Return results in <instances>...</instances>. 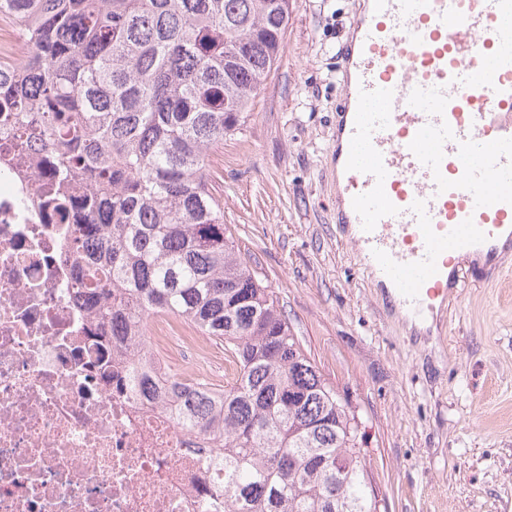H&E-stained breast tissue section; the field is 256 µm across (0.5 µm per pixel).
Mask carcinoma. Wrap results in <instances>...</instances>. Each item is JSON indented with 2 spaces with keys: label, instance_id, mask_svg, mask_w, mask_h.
Returning a JSON list of instances; mask_svg holds the SVG:
<instances>
[{
  "label": "carcinoma",
  "instance_id": "carcinoma-1",
  "mask_svg": "<svg viewBox=\"0 0 512 512\" xmlns=\"http://www.w3.org/2000/svg\"><path fill=\"white\" fill-rule=\"evenodd\" d=\"M289 0H0L28 34L0 58V139L43 146V207L76 224L78 291L109 325L115 390L205 436L232 512H378L359 415L307 356L248 266L209 189L208 152L234 132L277 63ZM97 239L96 250L83 243ZM173 315L224 343V388L166 396L146 321Z\"/></svg>",
  "mask_w": 512,
  "mask_h": 512
}]
</instances>
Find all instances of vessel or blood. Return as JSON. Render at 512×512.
Segmentation results:
<instances>
[{
    "mask_svg": "<svg viewBox=\"0 0 512 512\" xmlns=\"http://www.w3.org/2000/svg\"><path fill=\"white\" fill-rule=\"evenodd\" d=\"M344 57L340 220L421 313L512 232V0H372Z\"/></svg>",
    "mask_w": 512,
    "mask_h": 512,
    "instance_id": "vessel-or-blood-1",
    "label": "vessel or blood"
}]
</instances>
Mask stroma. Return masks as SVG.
<instances>
[{
  "mask_svg": "<svg viewBox=\"0 0 512 512\" xmlns=\"http://www.w3.org/2000/svg\"><path fill=\"white\" fill-rule=\"evenodd\" d=\"M364 0H290L280 59L210 155V190L296 336L368 437L380 512H512V250L462 261L406 320L337 223L341 48Z\"/></svg>",
  "mask_w": 512,
  "mask_h": 512,
  "instance_id": "stroma-1",
  "label": "stroma"
}]
</instances>
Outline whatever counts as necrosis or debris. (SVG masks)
Listing matches in <instances>:
<instances>
[{
	"mask_svg": "<svg viewBox=\"0 0 512 512\" xmlns=\"http://www.w3.org/2000/svg\"><path fill=\"white\" fill-rule=\"evenodd\" d=\"M40 178L32 157L0 150V512H224L214 449L113 392L67 227L37 205ZM146 329L163 383L234 377L182 321L157 314Z\"/></svg>",
	"mask_w": 512,
	"mask_h": 512,
	"instance_id": "1",
	"label": "necrosis or debris"
}]
</instances>
